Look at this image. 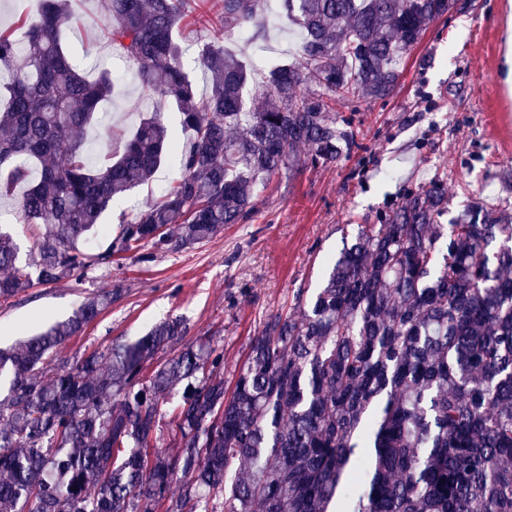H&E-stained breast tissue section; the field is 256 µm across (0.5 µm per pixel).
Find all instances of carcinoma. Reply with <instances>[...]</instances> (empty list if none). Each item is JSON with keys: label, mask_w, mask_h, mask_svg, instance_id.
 <instances>
[{"label": "carcinoma", "mask_w": 512, "mask_h": 512, "mask_svg": "<svg viewBox=\"0 0 512 512\" xmlns=\"http://www.w3.org/2000/svg\"><path fill=\"white\" fill-rule=\"evenodd\" d=\"M283 5L301 36L296 62L259 72L215 41L201 50V95L177 36L187 0H107L105 35L147 91L173 99L189 139L156 111L128 136L106 130L97 162L80 133L115 84L71 64L73 0H40L36 16L18 20L20 36L0 28V199L26 187L22 221L40 225L22 266L0 231L1 299L248 222L272 176L350 150L336 99L390 97L403 55L456 0ZM263 8L221 0L224 40ZM171 155L179 177L87 252L80 241L110 203ZM446 213L448 185L436 177L360 225L298 313L266 320L231 387L224 350L209 344L143 376L183 336L178 318L71 367L56 362L122 296L119 281L0 351V378L11 374L0 397V512H193L202 501L210 512H512V211L466 202L444 226ZM189 377L197 382L168 407ZM167 410L179 430L173 455L155 451Z\"/></svg>", "instance_id": "carcinoma-1"}]
</instances>
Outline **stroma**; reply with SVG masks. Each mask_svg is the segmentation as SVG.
<instances>
[{"label":"stroma","mask_w":512,"mask_h":512,"mask_svg":"<svg viewBox=\"0 0 512 512\" xmlns=\"http://www.w3.org/2000/svg\"><path fill=\"white\" fill-rule=\"evenodd\" d=\"M107 0H76L77 18L66 31L71 59L88 76L106 69L122 80L105 102L99 123L83 137L92 159L106 150L102 127L127 132L152 110L169 127L179 125L170 99L149 95L123 55L101 35L109 21ZM220 0H190L180 25L190 49L186 68L206 92L198 51L215 39ZM264 38L239 39L229 48L248 59L275 63L291 58L296 38L287 17L270 4L260 17ZM512 0H457L409 51L393 96L341 99L337 118L348 119L354 145L338 162L297 166L276 175L245 224H228L192 249L142 262L126 256L89 272L81 282L34 285L0 300V348L67 318L87 297L122 280L125 291L59 357L73 361L115 341L144 336L169 317L187 329L180 347L211 344L224 350V375L244 365L266 319L292 312L298 295H310L331 259L351 242L359 225L377 223L400 205L408 188L433 177L448 181L450 211L462 201L512 209ZM179 174L166 161L149 185L115 199L84 242L95 251L117 234L137 204L156 198ZM20 197L0 199V229L9 232L27 261L33 228L20 221Z\"/></svg>","instance_id":"1"}]
</instances>
